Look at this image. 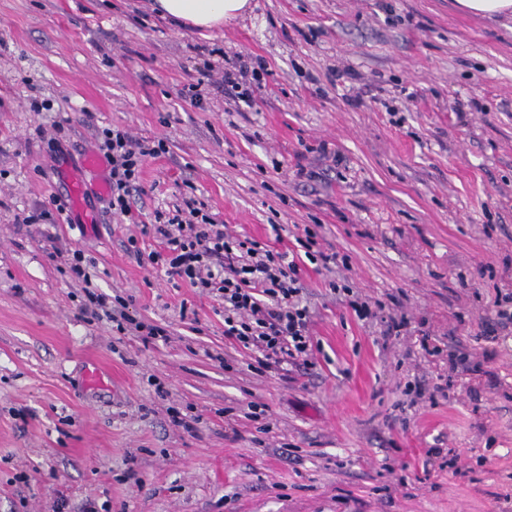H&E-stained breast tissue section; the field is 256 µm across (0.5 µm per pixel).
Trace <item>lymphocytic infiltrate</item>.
<instances>
[{"instance_id": "obj_1", "label": "lymphocytic infiltrate", "mask_w": 512, "mask_h": 512, "mask_svg": "<svg viewBox=\"0 0 512 512\" xmlns=\"http://www.w3.org/2000/svg\"><path fill=\"white\" fill-rule=\"evenodd\" d=\"M265 73L263 59L240 58L220 75L227 99L254 105L253 88L261 84ZM98 137L99 149L110 164L108 208L113 215L134 218L133 197L142 189L144 166L149 159L166 154L168 145L165 140L140 139L120 129H101ZM142 235L159 240V249L143 252L139 237L131 236L123 243L126 253L138 264L164 272L171 281L218 294L224 301V339L234 348L254 353L257 372L284 377L289 366H312V313L303 301L300 261L305 258L317 269L327 270L339 260L336 250L321 247L316 230L305 228L295 247L278 250L230 232L201 201L190 196L172 212L155 211L153 223L142 225ZM84 261L81 250H67L72 277L87 288L82 313L107 318L115 322L117 331H132L145 344L164 336L162 327L130 318L124 307L109 305L105 295L91 291V274ZM330 288L344 295L358 320H380L383 340L406 332L409 321L405 315H379L367 298L349 286L334 282Z\"/></svg>"}]
</instances>
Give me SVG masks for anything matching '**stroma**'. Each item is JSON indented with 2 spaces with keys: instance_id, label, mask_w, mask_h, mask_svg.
I'll list each match as a JSON object with an SVG mask.
<instances>
[{
  "instance_id": "stroma-1",
  "label": "stroma",
  "mask_w": 512,
  "mask_h": 512,
  "mask_svg": "<svg viewBox=\"0 0 512 512\" xmlns=\"http://www.w3.org/2000/svg\"><path fill=\"white\" fill-rule=\"evenodd\" d=\"M212 48L227 67L265 60L254 107L229 111L210 83L202 107L181 97ZM59 122L61 154L46 137ZM101 126L168 143L144 170V221L192 191L236 233L284 249L314 224L345 256L304 266L314 367L290 384L257 374L224 342L222 301L138 265L123 243L139 225L99 197L96 224L58 225L60 245L169 338L82 317L80 284L23 218L65 195V166L96 152ZM323 146L339 163L302 181L297 162L322 166ZM333 281L399 297L410 333L383 342ZM507 294L511 16L455 0H251L203 35L152 0H0V512L60 498L63 512H512V325L495 316ZM442 377L447 398L400 408L408 385ZM172 406L194 432L170 424ZM431 448L455 466L424 473Z\"/></svg>"
}]
</instances>
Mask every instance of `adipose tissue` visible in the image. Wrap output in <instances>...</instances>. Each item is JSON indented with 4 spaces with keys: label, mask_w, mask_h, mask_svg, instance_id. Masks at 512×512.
Returning a JSON list of instances; mask_svg holds the SVG:
<instances>
[{
    "label": "adipose tissue",
    "mask_w": 512,
    "mask_h": 512,
    "mask_svg": "<svg viewBox=\"0 0 512 512\" xmlns=\"http://www.w3.org/2000/svg\"><path fill=\"white\" fill-rule=\"evenodd\" d=\"M161 16L172 17L199 29L213 30L244 16L249 0H155Z\"/></svg>",
    "instance_id": "1"
}]
</instances>
